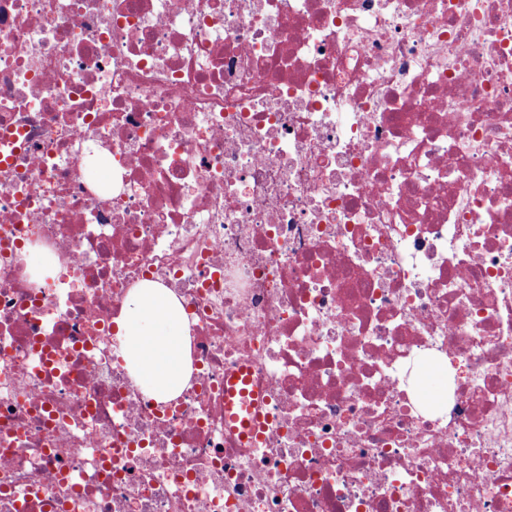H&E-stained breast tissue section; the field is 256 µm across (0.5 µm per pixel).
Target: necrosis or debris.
<instances>
[{
	"instance_id": "necrosis-or-debris-1",
	"label": "necrosis or debris",
	"mask_w": 512,
	"mask_h": 512,
	"mask_svg": "<svg viewBox=\"0 0 512 512\" xmlns=\"http://www.w3.org/2000/svg\"><path fill=\"white\" fill-rule=\"evenodd\" d=\"M0 512H512V0H0ZM116 323L127 366L139 387L158 401L180 394L193 369L189 328L174 290L157 282L141 283Z\"/></svg>"
}]
</instances>
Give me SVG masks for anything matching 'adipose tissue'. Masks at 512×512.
<instances>
[{"label": "adipose tissue", "mask_w": 512, "mask_h": 512, "mask_svg": "<svg viewBox=\"0 0 512 512\" xmlns=\"http://www.w3.org/2000/svg\"><path fill=\"white\" fill-rule=\"evenodd\" d=\"M117 334L139 387L160 401L180 394L188 385L189 328L179 312L174 290L157 282H143L131 292Z\"/></svg>", "instance_id": "ef3b65f1"}]
</instances>
